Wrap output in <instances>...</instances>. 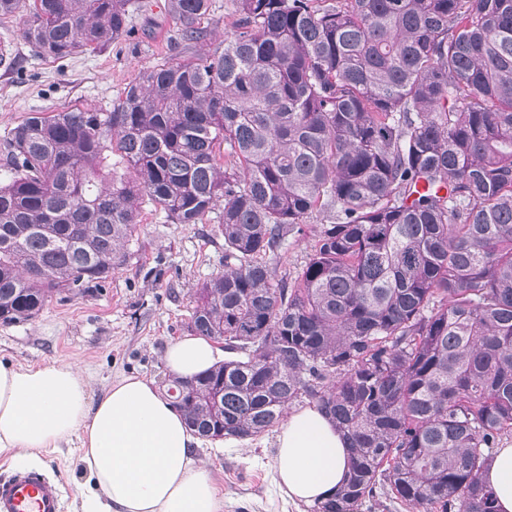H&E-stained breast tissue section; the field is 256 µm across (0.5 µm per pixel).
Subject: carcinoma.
I'll list each match as a JSON object with an SVG mask.
<instances>
[{
    "instance_id": "obj_1",
    "label": "carcinoma",
    "mask_w": 512,
    "mask_h": 512,
    "mask_svg": "<svg viewBox=\"0 0 512 512\" xmlns=\"http://www.w3.org/2000/svg\"><path fill=\"white\" fill-rule=\"evenodd\" d=\"M221 51L140 72L112 108L34 112L4 137L0 323L99 287L147 196L219 211L224 272L188 329L236 353L177 402L246 439L313 405L350 441L314 512L377 491L414 512H497L512 438V0H232ZM139 0H0L41 58L129 36ZM212 0H167L185 50ZM110 156L118 158L107 167ZM293 284L271 260L313 215ZM484 479L496 493L499 512H512V445L497 448Z\"/></svg>"
}]
</instances>
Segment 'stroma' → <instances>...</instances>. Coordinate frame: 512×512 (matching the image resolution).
I'll list each match as a JSON object with an SVG mask.
<instances>
[{"label":"stroma","instance_id":"obj_1","mask_svg":"<svg viewBox=\"0 0 512 512\" xmlns=\"http://www.w3.org/2000/svg\"><path fill=\"white\" fill-rule=\"evenodd\" d=\"M164 4L148 0L146 11L133 15L130 36L63 64L37 57L16 21L1 22L0 38L12 41L13 60L0 66V134L33 112L109 108L143 69L187 59L174 46L176 24ZM138 220L126 264L104 286L53 300L32 320L0 324V360L21 367L77 362L96 395L121 374L167 389L162 352L187 335L194 288L223 272L224 236L217 216L174 224L147 199ZM276 436L271 430L221 452L199 449L224 493V512H297L274 480ZM36 468L59 481L61 512H75L86 480L78 449L42 452Z\"/></svg>","mask_w":512,"mask_h":512}]
</instances>
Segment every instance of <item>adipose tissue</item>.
I'll return each instance as SVG.
<instances>
[{
  "instance_id": "adipose-tissue-1",
  "label": "adipose tissue",
  "mask_w": 512,
  "mask_h": 512,
  "mask_svg": "<svg viewBox=\"0 0 512 512\" xmlns=\"http://www.w3.org/2000/svg\"><path fill=\"white\" fill-rule=\"evenodd\" d=\"M223 352L201 336L168 344L163 364L190 380ZM77 443L90 486L82 512H224L199 436L156 384L120 375L99 395L73 362L18 368L0 363V455L31 456ZM277 483L294 505L324 501L348 471V442L317 408H290L276 438ZM499 512H512V445L484 475Z\"/></svg>"
}]
</instances>
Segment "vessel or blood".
<instances>
[{
  "label": "vessel or blood",
  "mask_w": 512,
  "mask_h": 512,
  "mask_svg": "<svg viewBox=\"0 0 512 512\" xmlns=\"http://www.w3.org/2000/svg\"><path fill=\"white\" fill-rule=\"evenodd\" d=\"M0 512H61L60 486L39 471H16L0 480Z\"/></svg>",
  "instance_id": "vessel-or-blood-1"
}]
</instances>
